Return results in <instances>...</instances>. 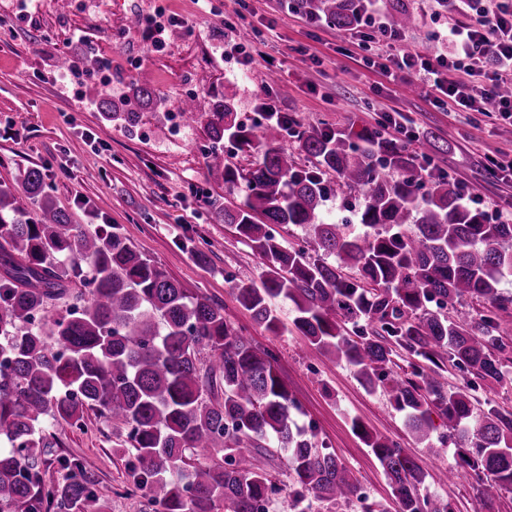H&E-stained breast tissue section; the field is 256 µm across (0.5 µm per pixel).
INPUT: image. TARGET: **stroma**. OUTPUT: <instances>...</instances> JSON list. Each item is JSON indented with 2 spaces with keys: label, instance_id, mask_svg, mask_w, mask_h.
I'll return each mask as SVG.
<instances>
[{
  "label": "stroma",
  "instance_id": "obj_1",
  "mask_svg": "<svg viewBox=\"0 0 512 512\" xmlns=\"http://www.w3.org/2000/svg\"><path fill=\"white\" fill-rule=\"evenodd\" d=\"M288 0H212V12L194 0H112L108 12L62 11L56 0H40L32 23L0 29V184H16L29 166L40 168L58 207L73 223L92 219L120 225L133 245L191 294L221 305L256 347L271 352L276 368L294 397L298 425H314L331 451L353 472L370 501L396 512L387 478L378 460L351 428L360 417L373 432L400 443L426 473L430 493L451 502L454 512H512V492L481 503L476 480L450 482L442 472L456 458L454 440L443 439L439 455H429L405 426L382 389L366 390L346 363L310 350L295 333L276 336L256 325L232 293L233 282L259 281L257 255L225 224L216 210L239 202L242 189L227 190L210 175L205 154L210 140L204 124L172 136L164 114L145 113L140 128L127 134L103 120L93 102L100 94L120 101L139 66L150 68L154 87L166 108L195 97L208 111L213 96L233 94L239 120L251 125L254 103L264 86L281 80L288 95L278 104L294 122L324 129L376 131L384 113L395 110L413 119L420 134L447 141V153L436 165L460 183L471 181L476 160L486 153L512 159V138L499 134L480 112L454 114L432 106L426 92L412 93L411 83L388 81L364 67L369 53L364 41H344L330 25L310 27L300 13H289ZM164 6L167 13L194 28L186 35L174 27L162 51L148 49L141 28H131L134 14ZM246 19L237 28L224 26L236 10ZM80 27L112 58V84H71L63 88L56 74L61 55H82L87 44L63 43V30ZM249 32L256 52L252 69L237 73L225 48ZM68 168L70 177L60 174ZM210 249L208 264H197L190 246ZM51 464L47 479L60 477L56 457L81 460L96 481L110 512H155L144 494L127 495L129 477L118 453L126 438L94 412L82 426L51 428Z\"/></svg>",
  "mask_w": 512,
  "mask_h": 512
}]
</instances>
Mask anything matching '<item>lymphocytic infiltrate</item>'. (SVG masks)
<instances>
[{
    "mask_svg": "<svg viewBox=\"0 0 512 512\" xmlns=\"http://www.w3.org/2000/svg\"><path fill=\"white\" fill-rule=\"evenodd\" d=\"M458 22L444 35L448 51L435 55L407 44L405 34L389 29L382 16L367 7L352 38L378 44L365 60L390 80H416L429 86L434 107L448 112L489 111L498 126L512 127V0H453Z\"/></svg>",
    "mask_w": 512,
    "mask_h": 512,
    "instance_id": "1",
    "label": "lymphocytic infiltrate"
}]
</instances>
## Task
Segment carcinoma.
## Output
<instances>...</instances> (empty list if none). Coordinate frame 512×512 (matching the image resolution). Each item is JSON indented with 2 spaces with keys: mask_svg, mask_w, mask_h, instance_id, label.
I'll use <instances>...</instances> for the list:
<instances>
[{
  "mask_svg": "<svg viewBox=\"0 0 512 512\" xmlns=\"http://www.w3.org/2000/svg\"><path fill=\"white\" fill-rule=\"evenodd\" d=\"M386 2L390 28H417L410 0ZM296 6L340 30L364 8L363 0ZM131 84L134 101L121 112L108 98L96 101L130 132L143 112L163 107L148 70ZM181 113L206 120L209 173L228 188L247 181L224 223L264 269L260 283L234 285L239 306L265 330L291 328L366 387H382L436 455L432 414L441 415L448 437L472 449L469 470L454 475L478 480L481 500L512 492V411L474 395L512 384V342L499 322L512 305L502 288L512 280V223H487L444 173L423 171L420 160L447 152L448 142L434 137L413 150L376 132L298 125L295 154L281 145L284 124L245 126L228 95L213 97L207 112L190 97ZM226 140L254 151L249 170L224 156ZM330 175L362 198L361 231L324 220ZM280 225L302 228L304 245H285ZM78 282L87 293L71 294ZM277 300L292 305L291 324ZM461 301L482 310L448 316ZM403 354L399 379L394 357ZM274 362L224 307L190 295L116 225L72 223L39 168L0 185V438L10 443L0 449V512H109L79 460L59 458L61 479H44L45 420L76 426L88 410L128 429L129 493L144 492L158 512H268L280 487L256 464L262 451L285 454L296 512L365 500L351 469L293 419L296 404ZM449 362L462 382L448 389ZM352 429L380 462L398 512H453L427 493L426 474L398 442L358 417Z\"/></svg>",
  "mask_w": 512,
  "mask_h": 512,
  "instance_id": "cac0c4a2",
  "label": "carcinoma"
}]
</instances>
